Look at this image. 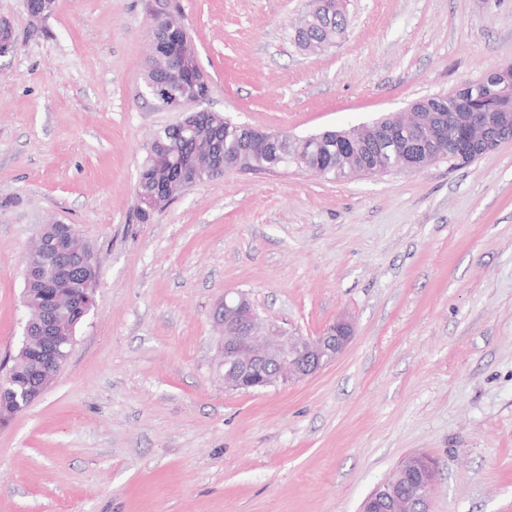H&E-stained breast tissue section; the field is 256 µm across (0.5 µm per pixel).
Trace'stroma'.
Listing matches in <instances>:
<instances>
[{
    "label": "stroma",
    "instance_id": "obj_1",
    "mask_svg": "<svg viewBox=\"0 0 512 512\" xmlns=\"http://www.w3.org/2000/svg\"><path fill=\"white\" fill-rule=\"evenodd\" d=\"M178 9L203 109L306 137L370 123L512 62V0H348L345 40H294L309 0H55L0 57V372L22 339L24 257L48 221L100 265L43 395L0 426V512H360L407 456L430 512H512V140L471 163L332 180L233 172L134 217L153 134L151 14ZM9 207H2V200ZM354 335L316 376L224 387L212 318Z\"/></svg>",
    "mask_w": 512,
    "mask_h": 512
}]
</instances>
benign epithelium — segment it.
<instances>
[{"label":"benign epithelium","instance_id":"obj_1","mask_svg":"<svg viewBox=\"0 0 512 512\" xmlns=\"http://www.w3.org/2000/svg\"><path fill=\"white\" fill-rule=\"evenodd\" d=\"M497 95L486 101L484 111L496 113L492 121L474 118L468 109L457 110L441 123L435 110L414 102L409 118L422 133L420 146L401 159V168L415 172L425 168L430 158L456 147L465 139L489 151L512 140L506 129L512 117V64L492 70ZM59 233L48 241L37 239L34 256L38 260L65 255L75 228L57 222ZM71 299L63 285L52 289V299L44 319L25 325L19 352L54 365L58 334L65 331ZM213 319L223 328L224 386L245 393H259L277 385L296 383L320 373L344 352L353 335L352 323L339 318L316 336L285 328L260 315L242 293L224 294L215 307ZM437 463L422 454L404 459L393 477L378 485L365 500L362 512H429L436 486Z\"/></svg>","mask_w":512,"mask_h":512}]
</instances>
